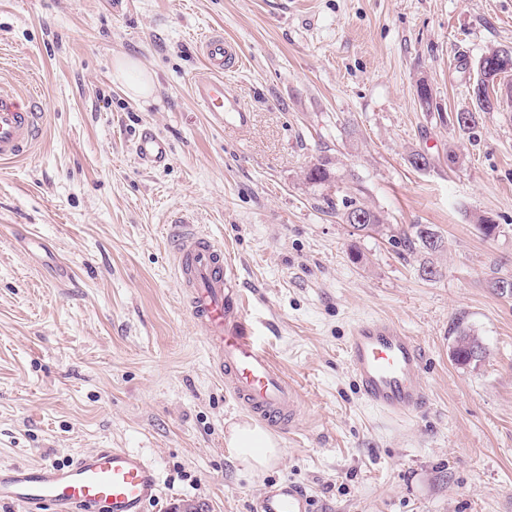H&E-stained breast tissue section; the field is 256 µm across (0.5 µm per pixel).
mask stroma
<instances>
[{
	"label": "stroma",
	"mask_w": 512,
	"mask_h": 512,
	"mask_svg": "<svg viewBox=\"0 0 512 512\" xmlns=\"http://www.w3.org/2000/svg\"><path fill=\"white\" fill-rule=\"evenodd\" d=\"M214 29L246 57L225 77L252 113L241 132L191 96ZM500 46L512 0H0V83L47 112L34 150L0 165V465L133 449L161 474L147 512H255L284 480L316 512H512V298L488 286L512 276V73L476 129L451 120L476 110V62ZM118 54L152 73L151 97L113 82ZM144 128L169 140L166 165L136 161ZM416 151L431 168L411 165ZM324 155L327 189L305 179ZM349 199L432 225L439 276L345 224ZM183 215L231 254L247 317L299 391L281 459L259 476L224 444L245 411L174 273ZM377 316L425 350L428 401L407 419L363 402L342 351ZM459 325L480 360L455 361Z\"/></svg>",
	"instance_id": "35a3bbf8"
}]
</instances>
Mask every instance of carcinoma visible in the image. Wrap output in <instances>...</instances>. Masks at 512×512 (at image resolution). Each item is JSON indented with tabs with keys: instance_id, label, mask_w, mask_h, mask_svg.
I'll use <instances>...</instances> for the list:
<instances>
[{
	"instance_id": "obj_1",
	"label": "carcinoma",
	"mask_w": 512,
	"mask_h": 512,
	"mask_svg": "<svg viewBox=\"0 0 512 512\" xmlns=\"http://www.w3.org/2000/svg\"><path fill=\"white\" fill-rule=\"evenodd\" d=\"M477 83L483 85V98L478 100V110L464 113V119L457 122L460 130L468 132L478 126L480 113L492 112L497 108L498 101L489 96V86L494 84L504 70L487 67L477 68ZM308 183L316 186H329L333 182V161L325 156L311 166L306 173ZM342 221L351 225L358 231L377 232L388 234L390 237L407 244L413 250L423 255L420 264L421 273L432 279L439 275V270L433 257L444 250L443 237L427 224H410L406 227L393 226L383 222V218L377 211L354 201L344 204V210L340 214ZM485 348L480 339L471 333V330L460 327L457 329L456 346L453 352L454 359L460 364H467L482 357Z\"/></svg>"
}]
</instances>
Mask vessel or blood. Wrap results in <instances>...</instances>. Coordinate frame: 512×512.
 <instances>
[{
    "mask_svg": "<svg viewBox=\"0 0 512 512\" xmlns=\"http://www.w3.org/2000/svg\"><path fill=\"white\" fill-rule=\"evenodd\" d=\"M198 51L202 69L191 80L195 100L217 125L245 130L251 113L224 84L225 71L245 63L240 48L213 31L199 40ZM43 128L44 110L37 98L0 84V162L31 153ZM134 152L142 164L153 166L169 159L171 147L147 129L137 136ZM170 235L188 309L206 331V345L229 398L269 425L292 429L300 405L297 390L247 319L231 255L187 220L171 224ZM344 355L368 405L395 417L411 416L424 406L422 347L393 320L375 317L354 324ZM160 492L158 468L127 448H99L65 464L0 466V500L20 512H145ZM255 512H315V502L302 486L285 480L267 486Z\"/></svg>",
    "mask_w": 512,
    "mask_h": 512,
    "instance_id": "obj_1",
    "label": "vessel or blood"
}]
</instances>
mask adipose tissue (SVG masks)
<instances>
[{"label": "adipose tissue", "instance_id": "adipose-tissue-1", "mask_svg": "<svg viewBox=\"0 0 512 512\" xmlns=\"http://www.w3.org/2000/svg\"><path fill=\"white\" fill-rule=\"evenodd\" d=\"M115 81L134 99L147 98L153 87L151 74L137 60L118 57L112 61ZM227 447L233 448L239 465L258 474L274 466L281 455L277 436L264 425L244 417L229 424L224 433Z\"/></svg>", "mask_w": 512, "mask_h": 512}]
</instances>
